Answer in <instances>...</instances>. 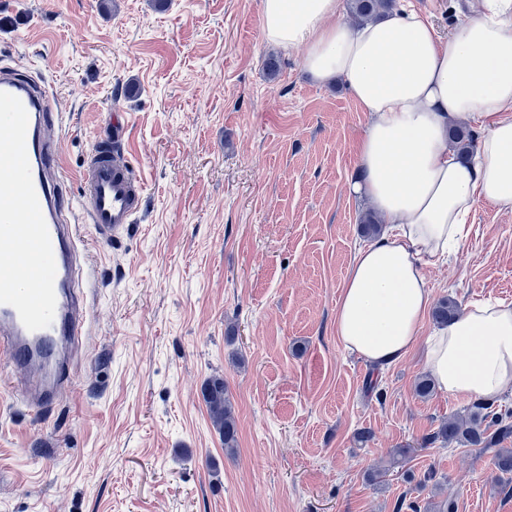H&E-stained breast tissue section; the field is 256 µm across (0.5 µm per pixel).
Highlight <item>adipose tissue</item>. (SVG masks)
I'll list each match as a JSON object with an SVG mask.
<instances>
[{"label":"adipose tissue","mask_w":512,"mask_h":512,"mask_svg":"<svg viewBox=\"0 0 512 512\" xmlns=\"http://www.w3.org/2000/svg\"><path fill=\"white\" fill-rule=\"evenodd\" d=\"M269 43L304 47L320 84L342 81L368 125L351 184L384 230L359 248L336 308V334L371 367L404 358L432 290L425 274L466 241L477 203L512 209V0H479L448 39L409 9L361 25L339 0H261ZM480 133L461 163L449 125ZM427 372L461 400L512 388V306L474 302L427 341Z\"/></svg>","instance_id":"ef3b65f1"}]
</instances>
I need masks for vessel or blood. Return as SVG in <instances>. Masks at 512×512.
Here are the masks:
<instances>
[{"mask_svg": "<svg viewBox=\"0 0 512 512\" xmlns=\"http://www.w3.org/2000/svg\"><path fill=\"white\" fill-rule=\"evenodd\" d=\"M42 83L0 64V340L7 363L23 370L19 395L34 409L53 407L66 390V344L85 334L88 308L75 288L80 223L111 243L129 228L143 186L118 144L122 116L79 172L81 202L68 203L50 132L57 111Z\"/></svg>", "mask_w": 512, "mask_h": 512, "instance_id": "1", "label": "vessel or blood"}]
</instances>
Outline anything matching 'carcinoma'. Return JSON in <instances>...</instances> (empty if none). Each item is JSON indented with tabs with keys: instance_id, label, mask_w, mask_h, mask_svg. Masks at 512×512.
<instances>
[{
	"instance_id": "cac0c4a2",
	"label": "carcinoma",
	"mask_w": 512,
	"mask_h": 512,
	"mask_svg": "<svg viewBox=\"0 0 512 512\" xmlns=\"http://www.w3.org/2000/svg\"><path fill=\"white\" fill-rule=\"evenodd\" d=\"M396 0H348V10L357 21L377 20L391 12ZM449 140L458 149L462 158L473 153L475 137L471 131L450 126ZM461 314V306L453 298L438 302L432 317L439 326H446ZM203 396L210 418L224 441V451L235 452L238 443L237 422L228 386L221 376L209 378L203 388ZM512 441V417L496 409L495 402L476 400L467 414H454L443 421L437 431L425 438L423 447L436 442L444 445L457 443L474 448L494 450V466L502 474L512 475V448L505 444Z\"/></svg>"
}]
</instances>
